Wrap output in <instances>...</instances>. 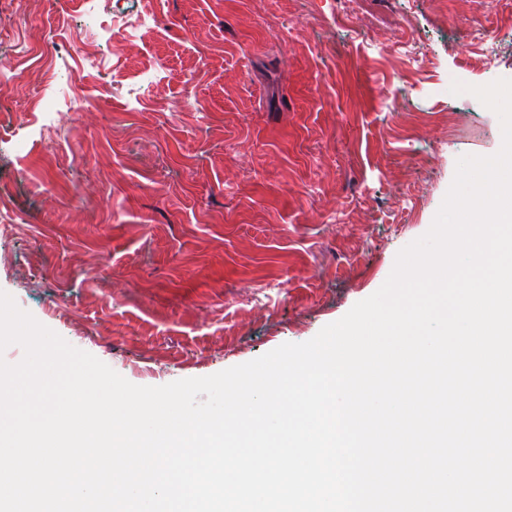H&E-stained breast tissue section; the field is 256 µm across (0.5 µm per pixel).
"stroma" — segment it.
Returning <instances> with one entry per match:
<instances>
[{
    "label": "stroma",
    "instance_id": "1",
    "mask_svg": "<svg viewBox=\"0 0 512 512\" xmlns=\"http://www.w3.org/2000/svg\"><path fill=\"white\" fill-rule=\"evenodd\" d=\"M0 0V290L133 384L312 339L498 117L512 0Z\"/></svg>",
    "mask_w": 512,
    "mask_h": 512
}]
</instances>
